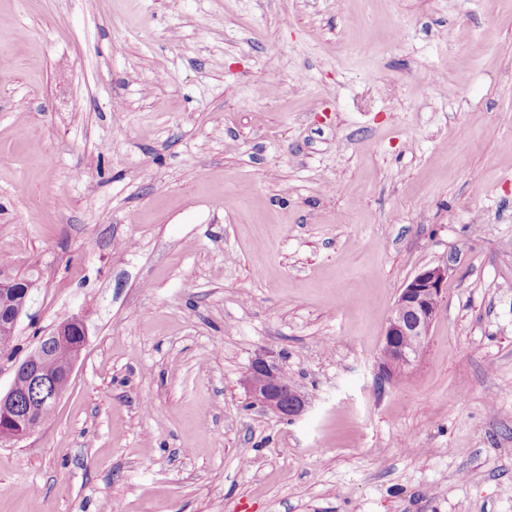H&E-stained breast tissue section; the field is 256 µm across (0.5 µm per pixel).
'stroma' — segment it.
<instances>
[{
  "label": "stroma",
  "mask_w": 512,
  "mask_h": 512,
  "mask_svg": "<svg viewBox=\"0 0 512 512\" xmlns=\"http://www.w3.org/2000/svg\"><path fill=\"white\" fill-rule=\"evenodd\" d=\"M1 16L0 266L35 286L0 390L65 318L88 341L0 444V512H512V0ZM434 266L422 354L385 376ZM264 350L295 420L248 405ZM448 269L435 266L418 272L402 290L388 319L380 367L393 374L417 360L440 308Z\"/></svg>",
  "instance_id": "obj_1"
}]
</instances>
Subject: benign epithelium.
<instances>
[{
  "instance_id": "obj_1",
  "label": "benign epithelium",
  "mask_w": 512,
  "mask_h": 512,
  "mask_svg": "<svg viewBox=\"0 0 512 512\" xmlns=\"http://www.w3.org/2000/svg\"><path fill=\"white\" fill-rule=\"evenodd\" d=\"M447 276L448 269L443 266L426 268L402 288L385 329L380 363L383 372H399L417 360V352L439 312ZM33 286V280L16 277L0 267V303L5 307L0 313V332L15 331ZM49 337L53 343L69 347L64 373L72 377L88 339L84 321L69 317L58 323ZM44 341L45 337H40L36 348L14 371V376L27 378L28 390L22 394L12 384L5 393H0L1 443L20 442L33 435L42 427L40 409L46 404H56L64 394L50 382L44 370ZM283 373L277 359L259 354L250 364L244 385L253 404L292 420L304 413L306 399L294 384L284 380Z\"/></svg>"
}]
</instances>
